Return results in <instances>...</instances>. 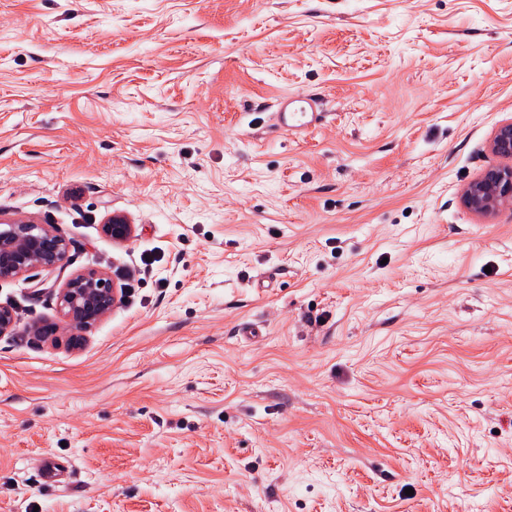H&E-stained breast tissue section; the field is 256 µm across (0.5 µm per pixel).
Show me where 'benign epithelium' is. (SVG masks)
Segmentation results:
<instances>
[{"mask_svg": "<svg viewBox=\"0 0 512 512\" xmlns=\"http://www.w3.org/2000/svg\"><path fill=\"white\" fill-rule=\"evenodd\" d=\"M489 147L512 160V122L497 128ZM464 200L475 214L489 216L512 203V166L489 169L466 187ZM103 231L116 242H125L135 225L123 215H112ZM68 243L50 224L18 221L0 225V280H13L34 267H54L66 260ZM60 310L71 326L81 330L102 319L119 300L118 289L105 273L85 270L76 273L61 289Z\"/></svg>", "mask_w": 512, "mask_h": 512, "instance_id": "obj_1", "label": "benign epithelium"}]
</instances>
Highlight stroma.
Listing matches in <instances>:
<instances>
[{
  "mask_svg": "<svg viewBox=\"0 0 512 512\" xmlns=\"http://www.w3.org/2000/svg\"><path fill=\"white\" fill-rule=\"evenodd\" d=\"M510 121L512 0H0V222L69 243L0 281V512H512V208L462 199ZM320 101L306 95H282L272 112L273 126L281 133L300 132L321 124L326 112H321ZM103 231L112 237L116 242H125L135 233L134 224H129L128 219L123 215H111L107 224L103 225ZM59 296L61 313L76 330L102 319L119 300L118 289L113 284L111 288L106 274L96 270L76 273Z\"/></svg>",
  "mask_w": 512,
  "mask_h": 512,
  "instance_id": "35a3bbf8",
  "label": "stroma"
}]
</instances>
